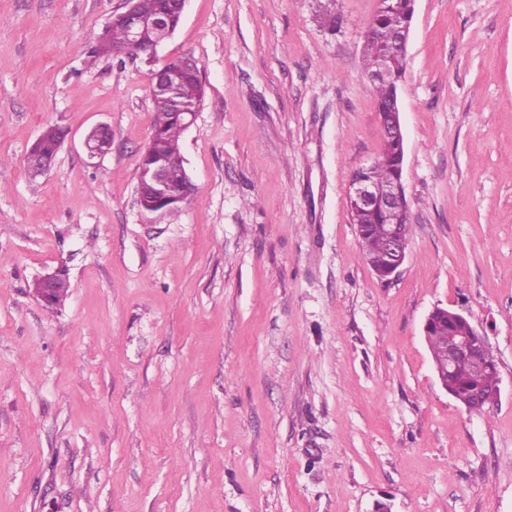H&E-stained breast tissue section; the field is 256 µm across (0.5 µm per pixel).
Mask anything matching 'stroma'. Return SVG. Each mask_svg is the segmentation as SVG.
Listing matches in <instances>:
<instances>
[{
    "label": "stroma",
    "mask_w": 512,
    "mask_h": 512,
    "mask_svg": "<svg viewBox=\"0 0 512 512\" xmlns=\"http://www.w3.org/2000/svg\"><path fill=\"white\" fill-rule=\"evenodd\" d=\"M378 4L185 0L156 58L192 56L205 86L195 190L149 214L151 68L88 58L126 0H0V512H512V0H415L389 283L347 198L382 147ZM61 266L49 309L32 287ZM437 305L498 362L484 412L437 380ZM64 132L58 127H48L42 132L39 141L34 142L31 147V153L39 156L40 160L47 165L55 159L64 139Z\"/></svg>",
    "instance_id": "obj_1"
}]
</instances>
